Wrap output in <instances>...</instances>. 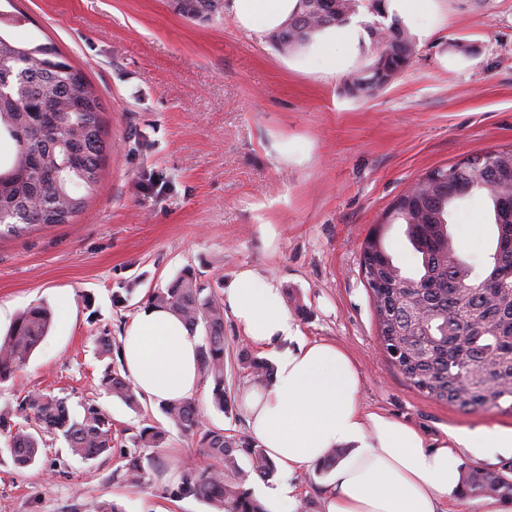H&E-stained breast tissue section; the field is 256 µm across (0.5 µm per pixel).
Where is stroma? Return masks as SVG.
Here are the masks:
<instances>
[{
    "label": "stroma",
    "instance_id": "35a3bbf8",
    "mask_svg": "<svg viewBox=\"0 0 512 512\" xmlns=\"http://www.w3.org/2000/svg\"><path fill=\"white\" fill-rule=\"evenodd\" d=\"M417 45L412 64L382 90L354 97L347 77L374 61L367 16L348 26L355 40L319 54L318 42L285 52L269 34L243 31L231 13L210 21L178 14L171 0H0V32L26 45L53 43L96 87L112 140L101 179L69 224H38L0 235V334L30 305L53 313L27 366L0 384V409L30 393L91 400L111 417L117 440L87 464L63 439L37 465L17 468L0 437V512H211L176 497L184 472L211 463L191 436L169 428L156 401L130 408L104 393L95 339L122 335L154 289L185 267L220 289L240 271L276 282L307 341L345 350L369 413L413 427L429 448L453 435L512 429V413L463 411L421 396L390 365L360 268L373 228L395 264L418 258L400 224H383L394 199L425 172L512 146V0H422L411 14L389 0ZM454 247L473 263L491 252L490 203L480 193L448 218ZM134 286L123 303L119 284ZM266 357L224 317V387L231 412L217 410L211 383L195 401L227 435L246 432L242 394L251 383L241 349ZM168 427L166 447L141 487L116 479L132 439ZM461 473L478 468L512 478V448H462ZM239 466L248 471L247 460ZM320 504L328 475L275 471L246 481L269 512L274 489Z\"/></svg>",
    "mask_w": 512,
    "mask_h": 512
}]
</instances>
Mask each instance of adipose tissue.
Wrapping results in <instances>:
<instances>
[{"label": "adipose tissue", "instance_id": "obj_1", "mask_svg": "<svg viewBox=\"0 0 512 512\" xmlns=\"http://www.w3.org/2000/svg\"><path fill=\"white\" fill-rule=\"evenodd\" d=\"M297 0H229L237 24L265 32L284 24ZM224 304L253 343L268 348L272 383L247 390L242 406L251 436L284 472L297 474L341 452L330 470L322 512H444L461 494L459 458L426 448L406 424L363 412L349 355L302 341L280 286L241 271ZM199 336L175 313L142 308L124 333L121 358L136 394L159 402L195 397L201 385Z\"/></svg>", "mask_w": 512, "mask_h": 512}]
</instances>
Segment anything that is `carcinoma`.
<instances>
[{
    "label": "carcinoma",
    "mask_w": 512,
    "mask_h": 512,
    "mask_svg": "<svg viewBox=\"0 0 512 512\" xmlns=\"http://www.w3.org/2000/svg\"><path fill=\"white\" fill-rule=\"evenodd\" d=\"M174 10L208 21L224 12V0H172ZM388 16L387 0H298L296 11L271 39L290 51L314 34L350 23L360 9ZM375 59L365 74L345 81L355 96L383 89L408 68L416 44L400 20L370 27ZM103 102L83 72L69 63L53 43L20 46L0 34V133L14 143L12 157L0 161V226L68 224L85 206L86 195L101 178L110 151ZM473 192L493 204L496 244L492 261L471 277V266L448 242L450 206ZM385 223H400L419 255V273L407 276L384 250L379 236L362 245L361 266L369 287L383 351L389 363L423 396L463 411L506 409L512 412V273L500 265L501 244L512 237V147L490 150L419 177L399 195ZM148 303L180 316L192 330H203L199 346L203 373L212 382V399L228 411L224 389V300L196 272L184 269L166 288L152 291ZM51 313L43 305L21 312L0 336V383L14 379L46 336ZM98 354L108 360L100 386L130 406L137 405L127 376L115 364L121 353L108 334L95 339ZM241 368L258 387L271 380L272 366L244 350ZM171 426L190 435L214 465L187 472L177 493L201 499L216 512H267L245 487L239 459L262 479L276 470L265 450L249 435L228 437L211 428L194 401L162 403ZM0 415V435L13 463H36L46 437H62L69 454L89 462L112 448V419L88 403L76 416L67 399L29 394L12 417ZM167 430L142 428L132 439L136 448H163ZM145 455L130 456L122 480L144 484L149 473ZM470 492L512 498V481L502 475L474 472Z\"/></svg>",
    "instance_id": "carcinoma-1"
}]
</instances>
